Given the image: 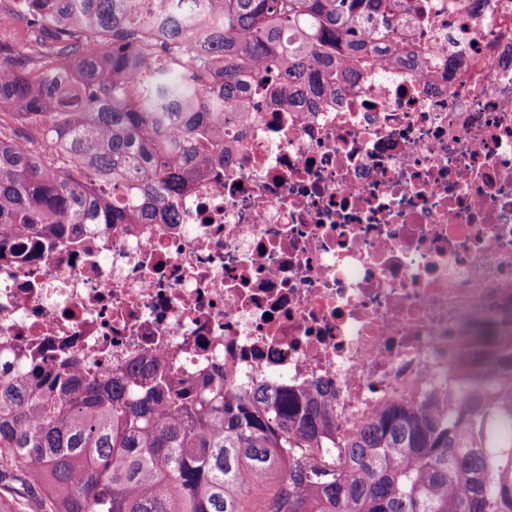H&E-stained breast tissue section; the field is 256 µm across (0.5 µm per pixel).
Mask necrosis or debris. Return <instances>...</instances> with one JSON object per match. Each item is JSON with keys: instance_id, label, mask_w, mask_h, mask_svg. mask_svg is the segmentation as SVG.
Instances as JSON below:
<instances>
[{"instance_id": "4bbe7bcc", "label": "necrosis or debris", "mask_w": 512, "mask_h": 512, "mask_svg": "<svg viewBox=\"0 0 512 512\" xmlns=\"http://www.w3.org/2000/svg\"><path fill=\"white\" fill-rule=\"evenodd\" d=\"M396 21L416 68L367 69L305 112L257 101L180 223L0 248V352L326 383L350 424L476 374L491 396L512 385V0L477 16L424 0Z\"/></svg>"}]
</instances>
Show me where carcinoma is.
Returning a JSON list of instances; mask_svg holds the SVG:
<instances>
[{
	"label": "carcinoma",
	"instance_id": "1",
	"mask_svg": "<svg viewBox=\"0 0 512 512\" xmlns=\"http://www.w3.org/2000/svg\"><path fill=\"white\" fill-rule=\"evenodd\" d=\"M406 0H14L45 47L0 69V244L179 223L269 79L292 110L383 59ZM25 123L12 128L8 119ZM253 485L241 487L243 477ZM0 512H512V386L344 426L329 387L0 363Z\"/></svg>",
	"mask_w": 512,
	"mask_h": 512
}]
</instances>
